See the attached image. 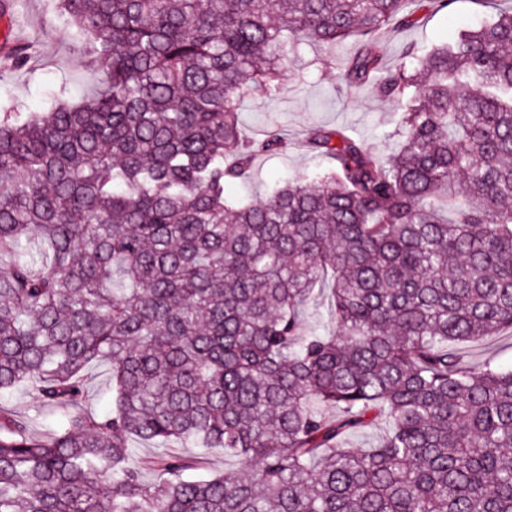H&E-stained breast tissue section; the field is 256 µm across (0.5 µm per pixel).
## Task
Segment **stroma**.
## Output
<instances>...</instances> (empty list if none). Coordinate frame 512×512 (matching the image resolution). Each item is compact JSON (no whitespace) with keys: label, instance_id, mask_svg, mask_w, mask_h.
<instances>
[{"label":"stroma","instance_id":"stroma-1","mask_svg":"<svg viewBox=\"0 0 512 512\" xmlns=\"http://www.w3.org/2000/svg\"><path fill=\"white\" fill-rule=\"evenodd\" d=\"M511 9L512 0H453L445 9L419 11L414 26L384 33L385 62L398 64L408 45L428 49L442 45L462 29ZM10 27L16 41L32 46L33 57L23 68L0 70V110L41 112L57 91L77 102L99 89L100 76L80 50L73 25L57 12L55 0H14ZM356 49L351 38L332 46H302L299 61L288 67L284 91L242 102L240 110L248 135L279 129L287 133L288 145L276 155L258 157L248 183L227 185L229 200L256 201L264 197L273 181L293 179L325 165V158L301 143L304 131L315 126L346 130L385 158L399 150L397 116L389 102L368 91L348 96L338 92L340 74ZM459 350L473 364L491 361L503 370L512 369L511 330L462 344ZM0 406L28 417L29 430L34 434L61 420L59 413L42 407L22 388L1 396Z\"/></svg>","mask_w":512,"mask_h":512}]
</instances>
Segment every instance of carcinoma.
<instances>
[{
  "instance_id": "obj_1",
  "label": "carcinoma",
  "mask_w": 512,
  "mask_h": 512,
  "mask_svg": "<svg viewBox=\"0 0 512 512\" xmlns=\"http://www.w3.org/2000/svg\"><path fill=\"white\" fill-rule=\"evenodd\" d=\"M423 3L58 0L104 83L0 120V393L67 414L37 439L0 411V512H512V370L448 348L512 329V11L388 67ZM348 37L342 88L397 107L400 150L314 127L330 168L231 204L286 147L241 100L284 89L288 45ZM100 361L102 419L77 412ZM133 438L242 467L134 466ZM305 323L308 327L316 328L320 332L332 333L335 325L332 323L327 304L324 299H318L307 309ZM181 451L189 457L202 459L205 462V471L208 473H222L236 469L238 461L229 456H224L222 448H181Z\"/></svg>"
}]
</instances>
